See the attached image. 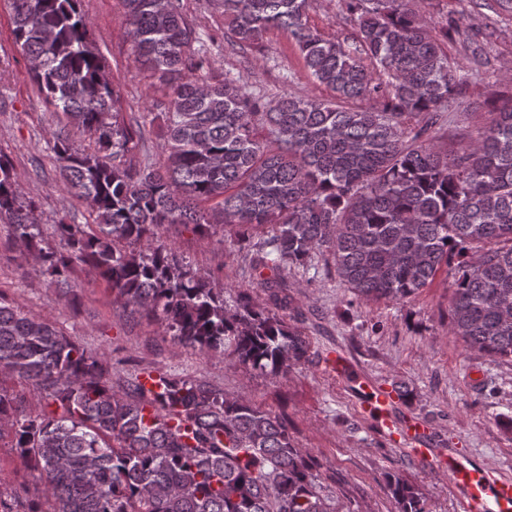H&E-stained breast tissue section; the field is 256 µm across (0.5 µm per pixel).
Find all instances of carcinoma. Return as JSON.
<instances>
[{
	"instance_id": "obj_1",
	"label": "carcinoma",
	"mask_w": 512,
	"mask_h": 512,
	"mask_svg": "<svg viewBox=\"0 0 512 512\" xmlns=\"http://www.w3.org/2000/svg\"><path fill=\"white\" fill-rule=\"evenodd\" d=\"M344 2L358 27L350 44L311 30L308 0H219L231 48L284 29L334 94L264 103L228 73L212 81L179 0H123L138 71L170 91L166 162L137 168L126 159L132 125L120 119L79 0H12L33 79L94 144L76 151L59 131L52 150L63 185L95 215L54 225L67 252L42 246L35 203L0 154V223L13 243L66 287L76 265H90L180 343L229 352L274 378L309 359L303 332L280 314L287 297L243 296L227 309L208 279L153 245L157 229L191 224L208 234L222 224L278 274L325 253L365 300L406 302L444 269L454 277L450 331L512 361V97L475 139L438 146L441 107L464 79L441 48L451 30L434 35L409 0ZM351 100L367 105L343 106ZM107 372L105 355L0 296V376L31 382L52 407L32 412L0 382V441L43 480L20 493L0 477V512H338L285 419L162 373L154 396L138 377L115 391ZM388 488L399 512H426L404 479L389 478Z\"/></svg>"
}]
</instances>
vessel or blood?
<instances>
[{"label": "vessel or blood", "instance_id": "vessel-or-blood-1", "mask_svg": "<svg viewBox=\"0 0 512 512\" xmlns=\"http://www.w3.org/2000/svg\"><path fill=\"white\" fill-rule=\"evenodd\" d=\"M398 397L393 390L380 387L366 395L365 412L384 416L389 434L400 436L414 458L433 464L461 490L460 512H485L487 502H494L496 512H512V478L496 477L487 469L453 456H441L430 448L425 428L418 422L397 423L391 413Z\"/></svg>", "mask_w": 512, "mask_h": 512}]
</instances>
